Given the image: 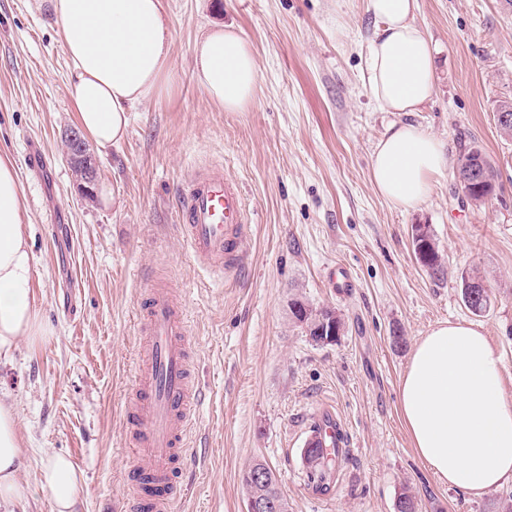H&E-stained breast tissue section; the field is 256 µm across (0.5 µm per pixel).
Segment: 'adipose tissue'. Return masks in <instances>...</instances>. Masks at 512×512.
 <instances>
[{
    "label": "adipose tissue",
    "instance_id": "adipose-tissue-1",
    "mask_svg": "<svg viewBox=\"0 0 512 512\" xmlns=\"http://www.w3.org/2000/svg\"><path fill=\"white\" fill-rule=\"evenodd\" d=\"M71 61L68 93L85 134L100 148L124 138L129 115L174 86L171 23L163 0H39ZM418 0H367L375 29L364 59L365 86L377 108L402 113L370 157L375 190L394 207L421 206L449 164L448 146L412 113L436 91L435 46L416 21ZM193 76L228 112L255 99L260 70L250 44L216 25L196 40ZM14 164L0 156V357L18 340L50 335L32 295L33 255ZM399 402L413 448L449 487L479 497L512 482V404L503 393L502 362L480 326L438 323L415 344L400 379ZM21 436L12 407L0 402V506L27 501L20 479ZM38 484L53 512H76L83 476L65 456L51 457Z\"/></svg>",
    "mask_w": 512,
    "mask_h": 512
}]
</instances>
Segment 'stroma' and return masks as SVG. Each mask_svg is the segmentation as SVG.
Segmentation results:
<instances>
[{
	"label": "stroma",
	"mask_w": 512,
	"mask_h": 512,
	"mask_svg": "<svg viewBox=\"0 0 512 512\" xmlns=\"http://www.w3.org/2000/svg\"><path fill=\"white\" fill-rule=\"evenodd\" d=\"M418 23L436 49L435 99L413 122L482 148L498 172L494 196L470 202L448 169L425 204L401 210L374 189L370 155L400 118L379 111L362 79L374 21L365 0H165L171 21L172 92L133 112L123 140L91 146L99 178L83 192L65 156L77 127L67 94L71 62L37 0H0V155L14 161L35 258L32 290L54 330L19 341L0 363V398L15 411L24 481L54 454L82 473L78 512H122L127 472L124 406L139 352L137 304L155 276L179 290L191 324L202 397L192 464L168 512H245L243 467L265 461L288 512H396L400 493L419 512H488L512 484L475 498L448 487L417 457L403 423L399 384L416 342L443 321L482 326L502 358L512 403V139L497 104L512 99V6L505 0H418ZM234 27L260 68L254 103L227 112L193 78V43L205 29ZM39 149L48 171L34 177ZM214 163L242 189L255 222L244 274L211 278L185 250L176 188ZM107 199H100V191ZM53 212L55 223L43 221ZM429 225L445 256L444 278L415 260L411 227ZM351 268L355 286L327 285ZM479 272L489 292L473 314L462 277ZM342 314L337 343L317 345L290 313L293 299ZM404 336L395 344L393 334ZM327 405L352 445L330 499L312 495L302 446Z\"/></svg>",
	"instance_id": "1"
}]
</instances>
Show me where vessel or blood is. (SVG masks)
Listing matches in <instances>:
<instances>
[{"mask_svg": "<svg viewBox=\"0 0 512 512\" xmlns=\"http://www.w3.org/2000/svg\"><path fill=\"white\" fill-rule=\"evenodd\" d=\"M178 208L181 235L193 258L217 278L241 275L246 265L241 243L251 219L222 165L193 171L179 189ZM140 307L145 365L127 400L124 437L142 464L127 473L126 482L134 512H163L194 455L188 439L198 390L185 309L175 291L165 283L148 284ZM307 439L336 458L348 455L349 432L331 411L315 414Z\"/></svg>", "mask_w": 512, "mask_h": 512, "instance_id": "obj_1", "label": "vessel or blood"}]
</instances>
